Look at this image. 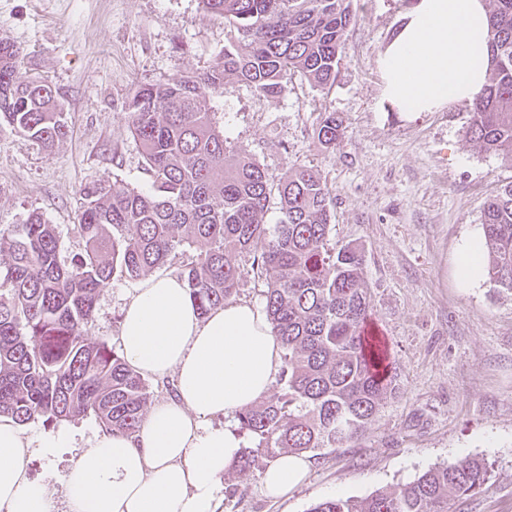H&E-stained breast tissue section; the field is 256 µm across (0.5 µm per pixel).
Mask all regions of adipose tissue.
<instances>
[{"mask_svg": "<svg viewBox=\"0 0 512 512\" xmlns=\"http://www.w3.org/2000/svg\"><path fill=\"white\" fill-rule=\"evenodd\" d=\"M490 22L485 0H415L404 26L381 52L383 98L404 112H431L473 101L488 81ZM120 340L139 373L175 376V395L157 404L131 436L94 437L59 474L66 512H216L223 475L238 457L237 430L212 426L266 396L282 366L264 310L228 302L200 315L179 277L147 279L126 305ZM57 435L33 444L0 418V512H55L49 483L29 476L33 447L50 455ZM309 467L281 455L264 472L281 496Z\"/></svg>", "mask_w": 512, "mask_h": 512, "instance_id": "1", "label": "adipose tissue"}]
</instances>
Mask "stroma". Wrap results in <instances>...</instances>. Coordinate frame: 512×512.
I'll list each match as a JSON object with an SVG mask.
<instances>
[{"label": "stroma", "mask_w": 512, "mask_h": 512, "mask_svg": "<svg viewBox=\"0 0 512 512\" xmlns=\"http://www.w3.org/2000/svg\"><path fill=\"white\" fill-rule=\"evenodd\" d=\"M336 80L316 85L293 75L282 94L260 96L226 79L207 105L229 150L281 174L318 170L332 198L330 243L359 247L371 288L372 321L400 373L364 435L312 459L304 481L285 496H266L270 459L250 470L228 467L235 485L220 512H308L325 499L362 498L406 484L427 469L466 457L490 466L487 489L448 503L449 512H512V293L488 277L463 282V250L482 242L486 201L512 181V162L486 153L466 134L470 106L397 111L382 99L379 52L396 36L405 0H351ZM228 30L200 0H0V40L21 51L23 72L47 82L70 133L46 149L0 120V226L39 212L57 225L68 251L84 185L117 179L144 188L141 148L128 127V102L139 86L202 74L221 59ZM343 120L336 147L316 130L326 113ZM139 281L115 277L96 304L84 342L120 350V322ZM41 439L68 434L55 457L33 453L27 468L57 481L104 428L94 413L23 427Z\"/></svg>", "instance_id": "1"}]
</instances>
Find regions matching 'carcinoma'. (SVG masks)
Segmentation results:
<instances>
[{"label": "carcinoma", "instance_id": "carcinoma-1", "mask_svg": "<svg viewBox=\"0 0 512 512\" xmlns=\"http://www.w3.org/2000/svg\"><path fill=\"white\" fill-rule=\"evenodd\" d=\"M224 18L230 38L206 73L138 87L127 107L150 190L104 180L82 189L72 231L82 249L66 253L56 225L34 212L0 227V416L18 424L94 413L106 432L131 435L149 398L145 379L105 342L80 343L99 295L119 274L148 275L189 254L180 278L200 313L239 290L240 254L265 283L264 310L282 349L287 391L238 413L240 428L271 457L341 448L360 437L398 374L367 329L370 294L364 254L330 246L332 200L321 174L288 168L276 177L232 152L216 129L207 91L224 79L277 97L300 73L319 86L335 81L349 0H201ZM490 77L472 103L467 135L485 152L512 160V0H491ZM48 148L69 127L52 88L22 72L19 51L0 41V119ZM342 123L330 112L317 129L329 148ZM279 221L264 223L270 199ZM482 270L512 292V183L482 215ZM485 460L465 457L363 498H332L308 512H448V501L481 490Z\"/></svg>", "mask_w": 512, "mask_h": 512}]
</instances>
